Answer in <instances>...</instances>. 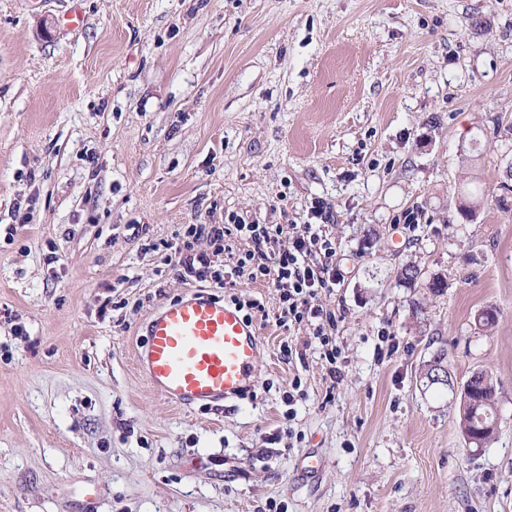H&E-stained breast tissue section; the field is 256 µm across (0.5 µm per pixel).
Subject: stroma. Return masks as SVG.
<instances>
[{
	"label": "stroma",
	"mask_w": 512,
	"mask_h": 512,
	"mask_svg": "<svg viewBox=\"0 0 512 512\" xmlns=\"http://www.w3.org/2000/svg\"><path fill=\"white\" fill-rule=\"evenodd\" d=\"M511 169L512 0H0V512H512ZM316 199L336 365L249 283L254 394L162 398L135 352L182 226ZM440 348L501 382L484 447L419 381Z\"/></svg>",
	"instance_id": "1"
}]
</instances>
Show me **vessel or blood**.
I'll list each match as a JSON object with an SVG mask.
<instances>
[{
  "label": "vessel or blood",
  "mask_w": 512,
  "mask_h": 512,
  "mask_svg": "<svg viewBox=\"0 0 512 512\" xmlns=\"http://www.w3.org/2000/svg\"><path fill=\"white\" fill-rule=\"evenodd\" d=\"M261 353L238 304L196 289L151 314L135 358L161 397L194 408L249 396Z\"/></svg>",
  "instance_id": "vessel-or-blood-1"
}]
</instances>
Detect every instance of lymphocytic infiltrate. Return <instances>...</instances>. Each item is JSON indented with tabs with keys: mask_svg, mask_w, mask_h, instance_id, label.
<instances>
[{
	"mask_svg": "<svg viewBox=\"0 0 512 512\" xmlns=\"http://www.w3.org/2000/svg\"><path fill=\"white\" fill-rule=\"evenodd\" d=\"M309 224H188L175 250L176 264L186 277L227 290L243 282H265L277 288L280 325L309 323L323 358L336 364L341 349L336 343V317L313 306L319 292L333 287L340 277L334 259L336 243L325 227L333 223L331 210L322 201L311 206ZM206 241L209 252L197 251ZM229 258L227 270L212 267V255Z\"/></svg>",
	"mask_w": 512,
	"mask_h": 512,
	"instance_id": "1",
	"label": "lymphocytic infiltrate"
}]
</instances>
